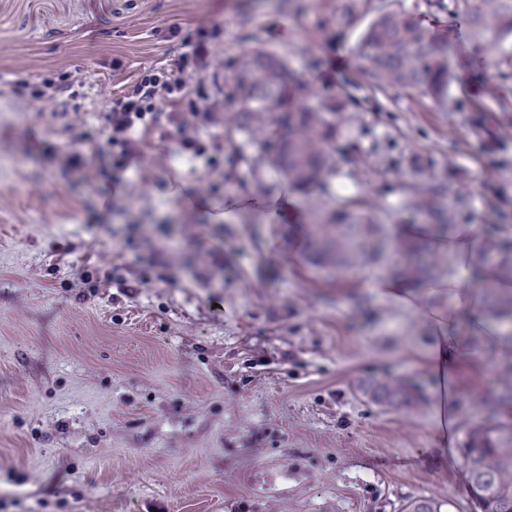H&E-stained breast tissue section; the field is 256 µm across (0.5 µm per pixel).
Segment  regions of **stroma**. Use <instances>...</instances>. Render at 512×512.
I'll list each match as a JSON object with an SVG mask.
<instances>
[{"label": "stroma", "instance_id": "35a3bbf8", "mask_svg": "<svg viewBox=\"0 0 512 512\" xmlns=\"http://www.w3.org/2000/svg\"><path fill=\"white\" fill-rule=\"evenodd\" d=\"M450 0H0V512H477L463 457L438 462L428 319L356 294L297 241L284 212L335 202L378 223H422L418 188L459 224L512 242V65L476 48ZM403 9L453 57L447 111L415 92L369 90L353 50ZM221 23L219 70L245 51L283 57L303 88L349 94L326 189L287 191L241 131L223 164L194 168L145 137L129 201L107 204L109 157L59 155L143 68L179 50L169 28ZM71 72L66 102L18 96ZM264 200L234 220L224 201ZM124 266V284L112 277Z\"/></svg>", "mask_w": 512, "mask_h": 512}]
</instances>
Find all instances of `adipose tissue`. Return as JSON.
I'll use <instances>...</instances> for the list:
<instances>
[{
    "mask_svg": "<svg viewBox=\"0 0 512 512\" xmlns=\"http://www.w3.org/2000/svg\"><path fill=\"white\" fill-rule=\"evenodd\" d=\"M396 239L427 240L433 252L450 254L459 270L444 285L453 306L448 312L430 311L428 302L412 282L394 277L367 276L359 279L362 294L377 296L415 312L430 311L433 320L432 336L425 350V368L431 379L434 401V427L442 444H452L456 417L452 405L459 399L466 366L475 354L469 336H483L491 342L499 358L512 359V341L498 339L478 299L477 281L496 283L502 293L512 294V277L504 276L491 263H480L483 235L478 225L463 224L451 237L430 234L427 225L401 224L395 227Z\"/></svg>",
    "mask_w": 512,
    "mask_h": 512,
    "instance_id": "ef3b65f1",
    "label": "adipose tissue"
}]
</instances>
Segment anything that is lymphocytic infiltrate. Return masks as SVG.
<instances>
[{"label":"lymphocytic infiltrate","mask_w":512,"mask_h":512,"mask_svg":"<svg viewBox=\"0 0 512 512\" xmlns=\"http://www.w3.org/2000/svg\"><path fill=\"white\" fill-rule=\"evenodd\" d=\"M221 24L200 27L196 33L171 30L179 43L174 58L143 69L137 79L113 97L104 111V141L95 149L107 153L113 171L125 173L141 155L143 137L158 132L176 143L191 161L215 164L222 145L216 130L224 109V88L213 67L214 40Z\"/></svg>","instance_id":"lymphocytic-infiltrate-1"}]
</instances>
